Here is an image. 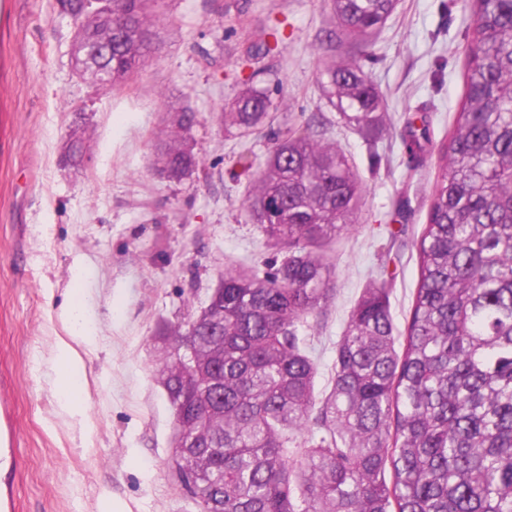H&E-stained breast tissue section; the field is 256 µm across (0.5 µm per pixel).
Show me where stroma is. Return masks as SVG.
Returning <instances> with one entry per match:
<instances>
[{
    "label": "stroma",
    "mask_w": 512,
    "mask_h": 512,
    "mask_svg": "<svg viewBox=\"0 0 512 512\" xmlns=\"http://www.w3.org/2000/svg\"><path fill=\"white\" fill-rule=\"evenodd\" d=\"M155 12V58L103 88L76 75V28L56 0H0V413L15 432L0 487L12 512H102L108 496L123 512H199L169 468L173 409L154 375V336L199 309L228 266L280 255L248 216L254 174L236 162L240 144L264 157L320 113L364 181L355 229L328 252L336 296L314 341L318 388L378 267L393 276L397 326L417 285L413 242L434 162H412L399 131L424 112L437 142L454 122L473 25L463 0H398L374 37L360 63L390 124L374 140L340 118L321 78L318 45L335 26L328 0H158ZM261 42L269 54L247 61ZM250 86L274 109L243 140L224 114ZM177 109L196 114L181 140L199 161L178 180L156 156ZM74 130L88 145L78 169L61 160ZM76 267L98 332L81 418L61 414L50 361Z\"/></svg>",
    "instance_id": "35a3bbf8"
}]
</instances>
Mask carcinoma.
<instances>
[{"label": "carcinoma", "mask_w": 512, "mask_h": 512, "mask_svg": "<svg viewBox=\"0 0 512 512\" xmlns=\"http://www.w3.org/2000/svg\"><path fill=\"white\" fill-rule=\"evenodd\" d=\"M58 2L93 48L74 55L80 74L115 87L154 52L153 0H110V26L87 0ZM468 2L450 135L431 145L416 116L400 132L438 170L405 332L386 281L372 282L325 391L309 331L336 294L327 252L355 227L362 179L318 121L288 129L260 164L238 153L256 174L250 216L286 255L267 271L225 270L184 326L159 332L158 379L181 408V484L200 512H512V0ZM397 3L331 0L337 28L366 50ZM322 76L348 124L368 136L384 127L383 96L357 60L333 53ZM271 108L252 86L225 116L245 137ZM160 156L173 178L197 166L175 137Z\"/></svg>", "instance_id": "cac0c4a2"}]
</instances>
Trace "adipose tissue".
Masks as SVG:
<instances>
[{
  "mask_svg": "<svg viewBox=\"0 0 512 512\" xmlns=\"http://www.w3.org/2000/svg\"><path fill=\"white\" fill-rule=\"evenodd\" d=\"M72 280L74 286L70 291V298L61 311L63 323L69 332L67 336L57 339L52 364L60 408L69 414L79 415L83 412L85 394L82 381L85 363L82 353L94 347L97 333L84 314L80 271H73Z\"/></svg>",
  "mask_w": 512,
  "mask_h": 512,
  "instance_id": "ef3b65f1",
  "label": "adipose tissue"
}]
</instances>
